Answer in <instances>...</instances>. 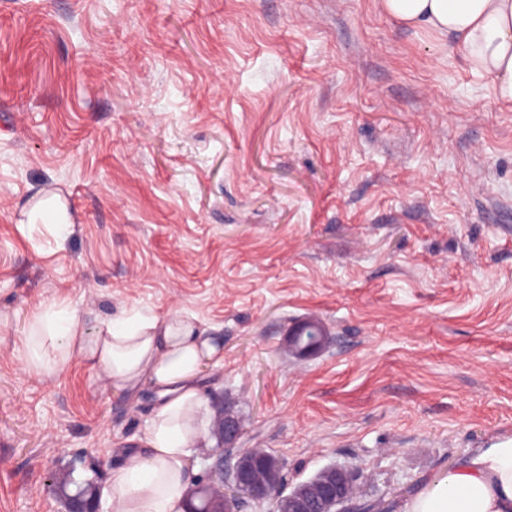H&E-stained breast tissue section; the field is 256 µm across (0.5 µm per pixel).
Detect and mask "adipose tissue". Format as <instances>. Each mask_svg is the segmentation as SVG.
Masks as SVG:
<instances>
[{
	"mask_svg": "<svg viewBox=\"0 0 512 512\" xmlns=\"http://www.w3.org/2000/svg\"><path fill=\"white\" fill-rule=\"evenodd\" d=\"M396 21L437 35L469 66L490 76L497 97L512 102V0H376ZM27 368L53 372L81 360L106 387L157 395L141 446L126 454L102 495L113 512H184L192 450L206 438V366L222 360L207 329L181 314H119L89 329L77 308L51 302L27 323ZM406 512H512V439L492 443L425 483Z\"/></svg>",
	"mask_w": 512,
	"mask_h": 512,
	"instance_id": "ef3b65f1",
	"label": "adipose tissue"
}]
</instances>
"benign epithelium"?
<instances>
[{
	"mask_svg": "<svg viewBox=\"0 0 512 512\" xmlns=\"http://www.w3.org/2000/svg\"><path fill=\"white\" fill-rule=\"evenodd\" d=\"M241 433V424L233 411L227 410L218 462L209 468V482L202 489L201 512H234L241 491L258 504L277 502L284 483L281 461L258 455L252 448L235 447ZM359 478L348 467L329 465L315 483L288 492V512H350L347 491Z\"/></svg>",
	"mask_w": 512,
	"mask_h": 512,
	"instance_id": "obj_1",
	"label": "benign epithelium"
}]
</instances>
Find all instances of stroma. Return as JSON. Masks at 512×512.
Listing matches in <instances>:
<instances>
[{
	"instance_id": "stroma-1",
	"label": "stroma",
	"mask_w": 512,
	"mask_h": 512,
	"mask_svg": "<svg viewBox=\"0 0 512 512\" xmlns=\"http://www.w3.org/2000/svg\"><path fill=\"white\" fill-rule=\"evenodd\" d=\"M42 190L67 223L29 221ZM52 301L213 330L238 447L402 512L512 432V105L374 0H0V512H63L52 475L108 480L151 418L26 369Z\"/></svg>"
}]
</instances>
